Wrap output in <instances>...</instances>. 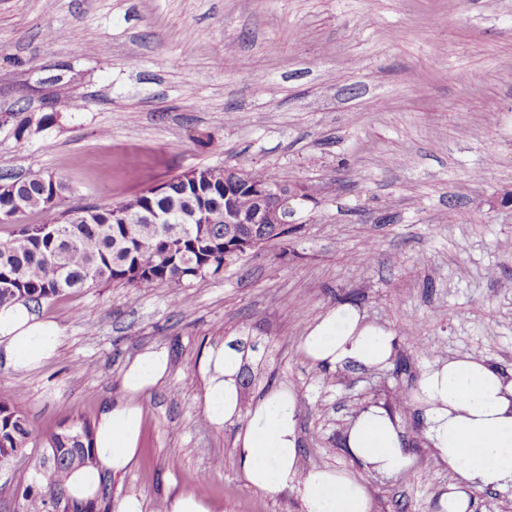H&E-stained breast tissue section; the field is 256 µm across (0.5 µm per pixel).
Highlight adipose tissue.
<instances>
[{
  "label": "adipose tissue",
  "mask_w": 512,
  "mask_h": 512,
  "mask_svg": "<svg viewBox=\"0 0 512 512\" xmlns=\"http://www.w3.org/2000/svg\"><path fill=\"white\" fill-rule=\"evenodd\" d=\"M62 341L57 324L38 320L32 308L0 307V355L15 370H31L52 358ZM394 333L344 303L318 316L306 329L300 350L329 368L389 364ZM239 353L209 349L199 361L200 402L211 423L242 421L235 446L248 487L269 495L298 490L305 512H371L372 497L358 470L396 475L411 464L400 419L386 407H363L349 423L344 446L357 471L300 466L299 411L293 391L271 390L242 407ZM168 376L164 351L135 356L123 374L125 396L108 405L94 430V463L67 477L70 496L95 499L105 476L128 470L135 459L143 424L140 396ZM421 403L424 435L453 480L440 491V512H475V491L512 483V371L466 356L434 362L423 373L414 396Z\"/></svg>",
  "instance_id": "obj_1"
}]
</instances>
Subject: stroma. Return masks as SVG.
I'll list each match as a JSON object with an SVG mask.
<instances>
[{
	"instance_id": "1",
	"label": "stroma",
	"mask_w": 512,
	"mask_h": 512,
	"mask_svg": "<svg viewBox=\"0 0 512 512\" xmlns=\"http://www.w3.org/2000/svg\"><path fill=\"white\" fill-rule=\"evenodd\" d=\"M20 109L53 119L23 145L0 124V175L62 177L65 208L243 160L310 198L289 202L288 260L271 245L177 296L110 283L42 303L56 356L24 372L0 359V398L32 431L0 468V512H54L23 495L49 437L96 422L149 349L170 375L141 397L134 464L94 512L129 496L157 512L181 492L212 512H304L297 492L244 484L240 423L199 405L198 359L224 345L242 357L243 405L296 392L304 469L351 468L343 436L360 407L398 414L413 463L363 474L373 512H437L451 475L410 404L423 371L463 356L512 369V0H0V114ZM369 243L374 261L355 262ZM342 303L394 332L388 366L302 355L307 326Z\"/></svg>"
}]
</instances>
